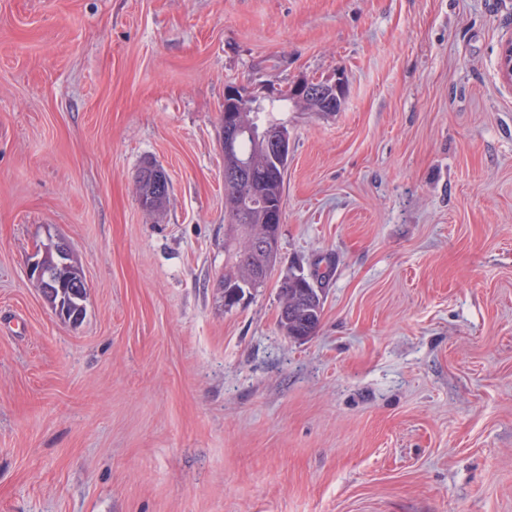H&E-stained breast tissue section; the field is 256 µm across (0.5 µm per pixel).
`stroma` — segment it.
<instances>
[{
    "mask_svg": "<svg viewBox=\"0 0 512 512\" xmlns=\"http://www.w3.org/2000/svg\"><path fill=\"white\" fill-rule=\"evenodd\" d=\"M510 36L512 0H0V512H512ZM340 71L281 114L280 259L225 307L224 89ZM497 74L503 85L512 89V37L501 43L497 60ZM296 95L301 99H312L322 102L323 112L327 115L333 114L339 108H336V94L345 99L347 82L344 72H338L332 78L311 79L295 82ZM339 109L338 111H340ZM337 111V112H338ZM154 164V163H153ZM154 164H147L143 167L138 177L139 187L143 184L149 185V198L140 197L141 208L148 213H157L159 204L169 193L170 182L166 172ZM71 257V248L62 237L51 238L44 245L37 247L32 256L30 275L44 297L45 293L52 292L51 288H55L54 296L50 299V306L54 312L58 304L63 309L65 306L69 308L71 301L81 302L78 299L71 298V288H83L87 295L88 285L82 270L68 276L66 288L58 289L61 284L57 280L59 270L68 267L69 261L67 260ZM297 269L290 268L288 274L283 276V283L281 288H286L288 285V299L291 303L288 305V310L291 311L292 318L288 317V310L286 309L281 299L280 314L285 322L279 320L280 328L287 336L293 329L289 322L297 323V328L300 330V336H305L302 340L313 336L320 326L324 300L319 293L318 288L314 287L313 282L307 276L296 279ZM304 286L306 288H304Z\"/></svg>",
    "mask_w": 512,
    "mask_h": 512,
    "instance_id": "35a3bbf8",
    "label": "stroma"
}]
</instances>
